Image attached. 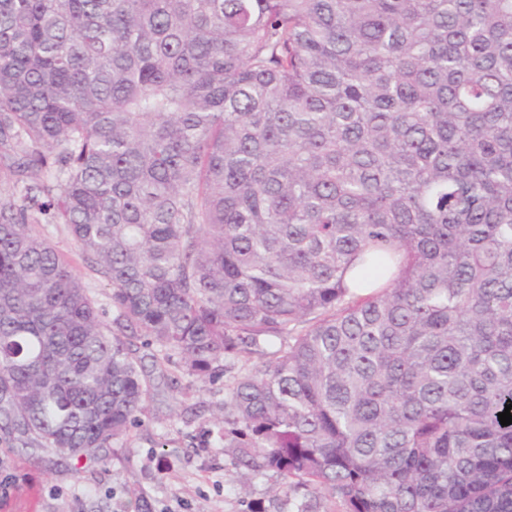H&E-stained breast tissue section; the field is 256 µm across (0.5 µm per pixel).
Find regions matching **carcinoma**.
<instances>
[{"instance_id": "carcinoma-1", "label": "carcinoma", "mask_w": 512, "mask_h": 512, "mask_svg": "<svg viewBox=\"0 0 512 512\" xmlns=\"http://www.w3.org/2000/svg\"><path fill=\"white\" fill-rule=\"evenodd\" d=\"M0 162L9 439L123 441L142 338L296 512H512V0H0ZM37 230L44 234L62 258L79 275L90 295L103 310V321L112 323V303L110 295L112 287L93 272L87 261L78 251L65 225L36 224Z\"/></svg>"}]
</instances>
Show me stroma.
<instances>
[{
    "label": "stroma",
    "mask_w": 512,
    "mask_h": 512,
    "mask_svg": "<svg viewBox=\"0 0 512 512\" xmlns=\"http://www.w3.org/2000/svg\"><path fill=\"white\" fill-rule=\"evenodd\" d=\"M39 230L111 322L112 288L91 270L66 226ZM134 350L153 387L141 425L114 448L62 465L52 452L0 441V512H288L287 498L272 494L277 473L235 468L217 446L213 420L223 412V380H195L174 364L158 372L150 348L138 342Z\"/></svg>",
    "instance_id": "stroma-1"
}]
</instances>
